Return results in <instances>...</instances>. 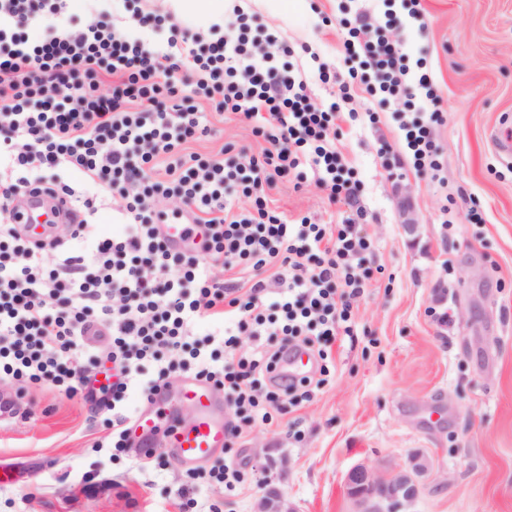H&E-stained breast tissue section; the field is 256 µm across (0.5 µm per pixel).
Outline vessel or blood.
<instances>
[{
  "label": "vessel or blood",
  "instance_id": "b4317fda",
  "mask_svg": "<svg viewBox=\"0 0 512 512\" xmlns=\"http://www.w3.org/2000/svg\"><path fill=\"white\" fill-rule=\"evenodd\" d=\"M16 210L40 213L53 209L60 218H69L65 202L59 198L44 201L43 197L17 200ZM160 234L172 249L184 251L191 243L200 241L201 228L185 224H163ZM193 412L190 422H182L177 414L179 406ZM228 442L227 421L224 417V397L211 386L188 379L175 389L168 387L155 391L136 420L131 437L137 457L163 451L180 465L195 468L215 459Z\"/></svg>",
  "mask_w": 512,
  "mask_h": 512
}]
</instances>
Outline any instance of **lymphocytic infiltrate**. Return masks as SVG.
Listing matches in <instances>:
<instances>
[{"mask_svg":"<svg viewBox=\"0 0 512 512\" xmlns=\"http://www.w3.org/2000/svg\"><path fill=\"white\" fill-rule=\"evenodd\" d=\"M119 6L124 27L112 21ZM70 10L71 0H0V380L92 400L87 384L100 361L77 353L101 328L115 373L99 393L112 415L113 457L130 448L126 391L150 396L179 370L223 391L234 412L229 439L239 441L288 398L310 396L315 375L283 379L281 363L301 347L326 359V344L351 334L368 285L363 211L336 225L291 223L269 205L277 179L309 170L329 203H355L358 184L336 149L347 81L329 103H311L305 83L276 63L287 42L239 6L204 34L142 0H94L75 26L65 23ZM33 24L44 30L37 42L26 37ZM144 29L166 33V49L148 47ZM344 47L370 71V95H405V56L389 26L359 10ZM204 101L263 138L261 152L233 143L219 155L196 151L216 133ZM439 119L434 109L405 128L416 169L440 170L431 128ZM62 171L111 195L121 236H98L93 201ZM26 191L69 203L80 220L68 241L36 243L21 232L12 203ZM241 195L249 208L237 206ZM163 224H201L205 234L195 249L174 252ZM234 269L247 273L246 286L225 281ZM214 315L221 328L193 338ZM245 335L266 342L244 355Z\"/></svg>","mask_w":512,"mask_h":512,"instance_id":"obj_1","label":"lymphocytic infiltrate"}]
</instances>
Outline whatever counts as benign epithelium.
<instances>
[{
    "label": "benign epithelium",
    "instance_id": "obj_1",
    "mask_svg": "<svg viewBox=\"0 0 512 512\" xmlns=\"http://www.w3.org/2000/svg\"><path fill=\"white\" fill-rule=\"evenodd\" d=\"M427 469V463L418 457L411 458L404 467L388 471L363 465L352 468L346 476V487L356 512H404L405 504L417 496L418 478ZM257 512L294 510H286L282 495L272 490L261 499Z\"/></svg>",
    "mask_w": 512,
    "mask_h": 512
}]
</instances>
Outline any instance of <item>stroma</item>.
Returning a JSON list of instances; mask_svg holds the SVG:
<instances>
[{
  "instance_id": "obj_1",
  "label": "stroma",
  "mask_w": 512,
  "mask_h": 512,
  "mask_svg": "<svg viewBox=\"0 0 512 512\" xmlns=\"http://www.w3.org/2000/svg\"><path fill=\"white\" fill-rule=\"evenodd\" d=\"M420 4L417 20L397 0H309L285 15L248 4L293 48L279 62L305 81L314 103L331 90L321 70L348 67L342 22L361 7L377 17L393 12L409 67L424 65L440 97L435 176L412 165L402 102L358 83L342 105L336 146L359 185L373 246L353 333L326 346L330 383L225 447L247 464L228 495L169 457L146 472L114 459L103 445L105 414L80 398L0 382V393L27 411L0 422V466L11 470L0 512H181L185 496L218 512H256L272 489L294 512H353L345 485L352 467L389 470L415 455L431 468L406 512H512V162L490 140L512 132V0ZM209 119L219 134L198 152L218 153L227 142L263 148L234 116ZM271 198L291 221L339 224L350 213L329 204L312 175L300 184L279 179Z\"/></svg>"
}]
</instances>
